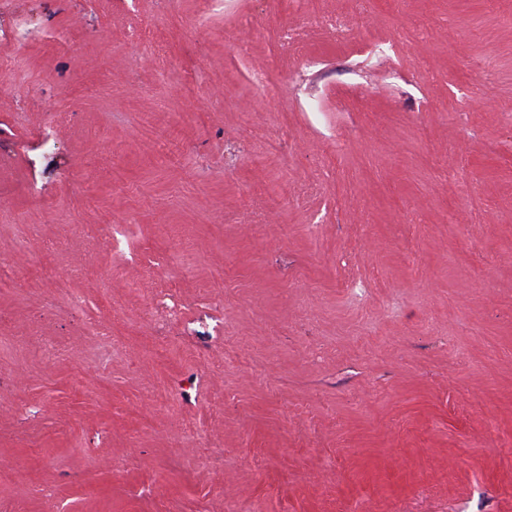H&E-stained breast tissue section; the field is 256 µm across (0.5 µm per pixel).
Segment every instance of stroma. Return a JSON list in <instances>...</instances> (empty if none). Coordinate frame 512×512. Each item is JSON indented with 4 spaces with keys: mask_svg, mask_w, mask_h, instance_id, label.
<instances>
[{
    "mask_svg": "<svg viewBox=\"0 0 512 512\" xmlns=\"http://www.w3.org/2000/svg\"><path fill=\"white\" fill-rule=\"evenodd\" d=\"M19 21L0 468L26 479L0 512H512V0H11ZM367 30L396 54L365 62ZM261 177L287 200L244 205ZM150 268L183 306L163 349Z\"/></svg>",
    "mask_w": 512,
    "mask_h": 512,
    "instance_id": "1",
    "label": "stroma"
}]
</instances>
